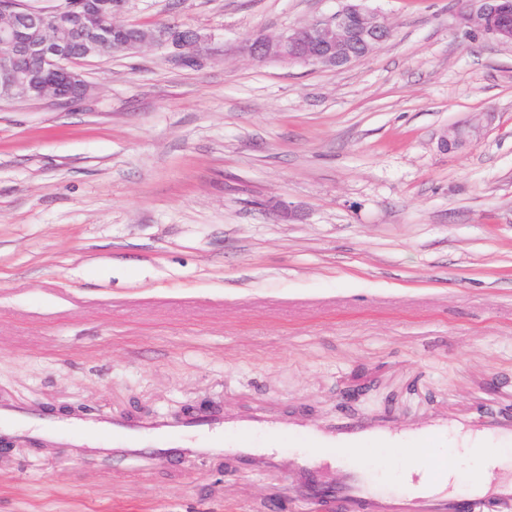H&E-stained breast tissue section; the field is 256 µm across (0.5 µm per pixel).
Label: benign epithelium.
Returning <instances> with one entry per match:
<instances>
[{"label": "benign epithelium", "instance_id": "1", "mask_svg": "<svg viewBox=\"0 0 512 512\" xmlns=\"http://www.w3.org/2000/svg\"><path fill=\"white\" fill-rule=\"evenodd\" d=\"M100 6L110 17V25L91 23L81 13L78 0H60L50 10L35 9L13 2L0 11V99L50 101L55 105L85 98L90 85L78 66L85 60L103 56L112 44V32L127 27L118 20L124 2L102 0ZM69 19L82 28L81 55H73L69 38L61 27ZM460 25L482 33L501 44H512V0H468L459 15ZM392 25L383 15L362 3H348L333 13L291 27L276 35L262 30L244 41L243 49L254 60H279L313 68H342L362 60L352 51L361 45L370 52L390 37ZM206 39L196 30L175 32L158 28L144 32L136 41L118 47L122 52L145 45H169L185 67L203 63ZM480 121L453 125L440 136L443 151H456L479 136Z\"/></svg>", "mask_w": 512, "mask_h": 512}]
</instances>
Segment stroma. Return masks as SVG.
<instances>
[{
  "label": "stroma",
  "mask_w": 512,
  "mask_h": 512,
  "mask_svg": "<svg viewBox=\"0 0 512 512\" xmlns=\"http://www.w3.org/2000/svg\"><path fill=\"white\" fill-rule=\"evenodd\" d=\"M368 5L393 35L336 70L243 50L336 0H127L123 21L198 30L203 65L147 45L86 61L68 107L0 100V407L21 417L0 424V512H305L306 459L397 488L311 456L312 432H512V47L466 36L458 0ZM61 406L282 432L230 468L123 459L32 440L24 421ZM483 124L481 121L467 124L453 125L447 128L440 136L438 146L443 151H456L467 146L475 137L479 136Z\"/></svg>",
  "instance_id": "stroma-1"
}]
</instances>
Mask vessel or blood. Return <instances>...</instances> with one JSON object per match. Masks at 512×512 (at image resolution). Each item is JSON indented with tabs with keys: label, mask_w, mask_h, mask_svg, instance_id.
I'll use <instances>...</instances> for the list:
<instances>
[{
	"label": "vessel or blood",
	"mask_w": 512,
	"mask_h": 512,
	"mask_svg": "<svg viewBox=\"0 0 512 512\" xmlns=\"http://www.w3.org/2000/svg\"><path fill=\"white\" fill-rule=\"evenodd\" d=\"M224 423L209 419L187 423L179 419L160 417L134 427L110 416L93 421H71L40 426V435L53 437L66 443L80 442L85 433L99 435L102 441L111 442L113 455L123 457L142 454L151 448H162L176 457H201L220 448ZM480 502L489 507L512 512V483L499 484L485 489ZM462 506L455 498L431 492L411 495L378 496L363 491L353 481L343 483L336 497V512H461Z\"/></svg>",
	"instance_id": "vessel-or-blood-1"
}]
</instances>
